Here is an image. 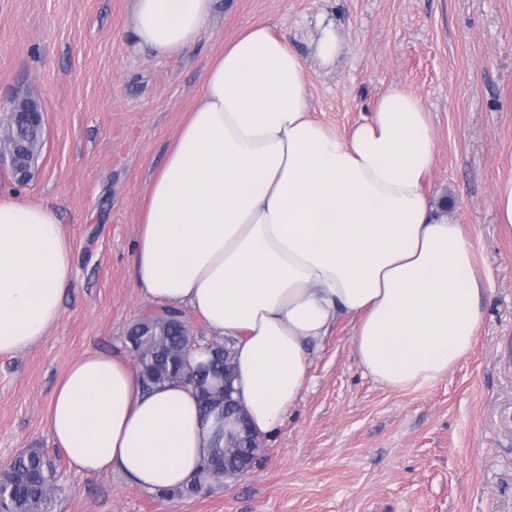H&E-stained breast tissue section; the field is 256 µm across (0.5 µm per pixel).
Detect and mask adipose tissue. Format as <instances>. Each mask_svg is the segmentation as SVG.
Returning <instances> with one entry per match:
<instances>
[{
	"label": "adipose tissue",
	"mask_w": 512,
	"mask_h": 512,
	"mask_svg": "<svg viewBox=\"0 0 512 512\" xmlns=\"http://www.w3.org/2000/svg\"><path fill=\"white\" fill-rule=\"evenodd\" d=\"M214 6L133 0L128 26L138 47L176 55ZM307 79L269 26L226 43L148 185L135 246L145 299L234 339L235 397L262 435L298 401L307 348L334 317L353 318L361 367L398 390L446 378L481 324L476 253L428 189L436 142L423 100L393 88L341 138L311 117ZM72 277L52 208L0 196V354L45 338ZM47 428L76 471L149 490L186 483L214 435L194 389L144 391L128 359L94 350L63 375Z\"/></svg>",
	"instance_id": "ef3b65f1"
}]
</instances>
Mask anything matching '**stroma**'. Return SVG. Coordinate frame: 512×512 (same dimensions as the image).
Masks as SVG:
<instances>
[{
	"label": "stroma",
	"instance_id": "stroma-1",
	"mask_svg": "<svg viewBox=\"0 0 512 512\" xmlns=\"http://www.w3.org/2000/svg\"><path fill=\"white\" fill-rule=\"evenodd\" d=\"M132 0H0V125L38 99L44 147L0 194L55 209L74 257L62 317L35 348L0 355V470L26 448L56 468L50 512H512V229L496 188L512 180V0H216L179 55L136 49ZM286 36L308 68L314 119L349 136L394 87L421 96L430 184L472 242L485 291L470 354L446 378L396 390L367 375L339 316L309 349L296 406L263 439L264 462L191 497L160 498L124 475L84 474L50 440L46 413L85 351L129 355L152 310L133 246L147 182L202 90L206 63L243 28ZM337 32L343 50L322 63Z\"/></svg>",
	"mask_w": 512,
	"mask_h": 512
}]
</instances>
